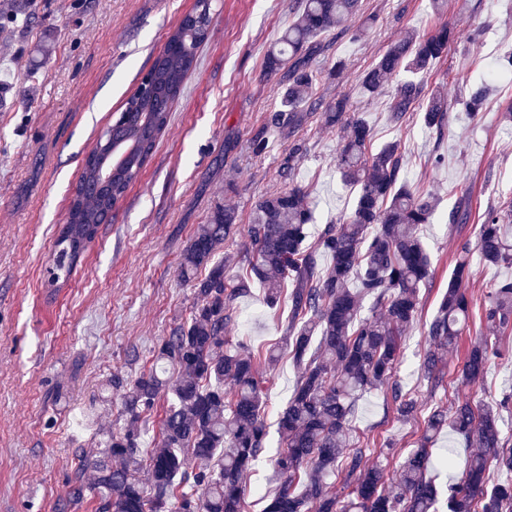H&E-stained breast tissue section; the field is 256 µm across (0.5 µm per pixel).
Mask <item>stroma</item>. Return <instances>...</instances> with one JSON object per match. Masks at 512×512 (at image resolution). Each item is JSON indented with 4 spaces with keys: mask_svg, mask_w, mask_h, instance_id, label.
Masks as SVG:
<instances>
[{
    "mask_svg": "<svg viewBox=\"0 0 512 512\" xmlns=\"http://www.w3.org/2000/svg\"><path fill=\"white\" fill-rule=\"evenodd\" d=\"M195 2L0 0V512H97L94 494L80 503L69 499L77 459L124 428L116 382L151 371L163 341L189 320L194 289L181 277L180 261L214 206L237 214V230L224 244L235 258L226 270L234 284L249 268L247 230L259 198L292 183L305 186L314 235L355 204L354 189L336 170L339 128L316 114L289 139L266 128L279 107L280 85L263 77L264 59L295 21L297 0H212L209 38L140 178L100 225L69 280L46 286L44 267L86 156ZM354 23L363 30L360 39L322 36L313 59L321 74L315 96L350 95L371 126L374 146L400 143L407 182L441 198L430 223L418 227L432 277L396 366L418 411L402 418L383 389L372 388L351 419L353 436L370 441L368 455L392 484L436 406H452L459 396L502 405L512 394V329L491 337L482 379L457 386L470 341L482 331L488 287L512 279V268L486 263L475 251L467 284L470 326L447 356L440 387L430 389L419 371L426 326L460 244L475 242L489 207L512 200V125L499 121L512 107V74L496 82L477 116L458 104L482 68L512 53V0H446L438 14L430 0H362ZM445 24L454 26V39L425 78L426 89L440 85L448 95L444 131L425 128L412 113L393 124L391 90L361 94V74L405 33L427 36ZM260 133L267 147L257 155L252 141ZM456 209L468 212L467 223H450ZM230 315L231 346L281 350L263 371L265 451L246 479L243 512H263L278 417L297 383L284 352L288 305L269 307L253 282L232 302ZM501 416V434L512 443V407ZM466 456L452 430L434 439V459L454 461L452 468H434L440 486L460 476Z\"/></svg>",
    "mask_w": 512,
    "mask_h": 512,
    "instance_id": "1",
    "label": "stroma"
}]
</instances>
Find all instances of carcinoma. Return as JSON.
I'll return each instance as SVG.
<instances>
[{"label": "carcinoma", "instance_id": "cac0c4a2", "mask_svg": "<svg viewBox=\"0 0 512 512\" xmlns=\"http://www.w3.org/2000/svg\"><path fill=\"white\" fill-rule=\"evenodd\" d=\"M359 0H299L298 17L266 53L263 75L279 77L280 109L268 127L291 137L310 117L308 107L319 74L312 67L321 50L318 38L334 32L356 38L351 21ZM452 30L439 28L428 37L409 33L392 42L359 81L364 94L391 82L396 87L390 119L402 122L418 110L421 123L443 132L448 97L441 88L425 94L416 77L448 54ZM206 39L195 15L184 17L167 39V48L147 72L154 93L131 96L124 120L112 137L95 143L94 165L85 166L71 197L68 219L53 245L49 281L71 276L98 235L106 204L121 201L139 177L167 127L184 81ZM499 80L496 68L482 76L463 102L465 111L482 108L486 87ZM325 124L338 126L344 139L336 153L343 182L358 189L353 210L337 224L321 229L316 246L307 245L313 221L307 190L295 184L260 198L253 209L248 238L254 254L248 278L265 290L267 302H280L285 281L293 277L289 348L298 380L278 421L279 451L273 459L278 478L266 492L265 512H512V483L488 484L495 468L512 474V447L503 441L499 414L465 398L453 412L438 407L427 419L417 448L404 458L397 485L385 483L384 469L369 462L352 440L350 418L358 396L380 386L399 414L411 417L417 403L394 379L402 336L417 316L420 288L431 277L429 256L416 229L440 204L430 191H414L402 175V155L395 142L372 149V132L350 98L326 104ZM235 210L215 208L182 255L180 274L193 283L195 307L190 319L173 329L157 354L160 369L122 388L126 425L112 434L101 453L79 456L71 487L78 502L85 491L97 492V512H242L245 478L262 455L266 427L261 416L260 363L277 361L274 351L258 361L251 352L233 350L224 336L230 305L246 291L225 277L224 241L233 235ZM512 202L489 208L479 224L475 248L484 261L512 266ZM331 256L326 268L317 253ZM470 244L459 248L436 313L426 329L429 345L421 362L428 385L442 382L443 366L468 327ZM206 270L200 277L198 271ZM370 301V314L361 315ZM484 321L495 332L512 328V280L489 286ZM487 338L468 348L460 383L469 386L484 374ZM229 389H224V384ZM168 405L156 447L138 454L139 423L161 398ZM449 426L469 444L462 481L442 494L433 477L431 443ZM340 470L351 487L341 501L321 476Z\"/></svg>", "mask_w": 512, "mask_h": 512}]
</instances>
